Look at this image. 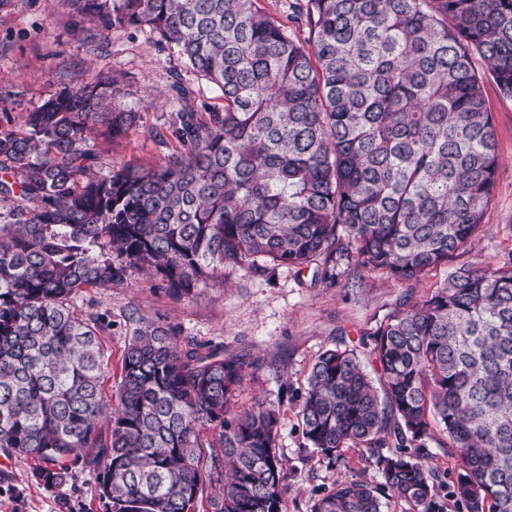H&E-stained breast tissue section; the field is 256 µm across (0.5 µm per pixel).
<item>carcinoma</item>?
I'll return each mask as SVG.
<instances>
[{
    "label": "carcinoma",
    "mask_w": 512,
    "mask_h": 512,
    "mask_svg": "<svg viewBox=\"0 0 512 512\" xmlns=\"http://www.w3.org/2000/svg\"><path fill=\"white\" fill-rule=\"evenodd\" d=\"M113 26L147 28L224 98L183 112L182 150L158 167L92 177L91 132L113 77L0 116V448L43 462L60 487L82 463L108 512H284L279 412L234 410L246 367L224 345L138 318L118 405L103 389L110 322L74 304L140 271L190 295L227 268L316 265L401 284L445 266L484 230L500 162L474 56L512 98V0H304V42L257 0H69ZM364 345L312 364L301 405L328 463L377 454L382 482H341L311 512H381L382 495L431 512L436 470L407 448L448 439L466 512H512V260L459 267L424 300L402 298ZM388 453H383V449Z\"/></svg>",
    "instance_id": "1"
}]
</instances>
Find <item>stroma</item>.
I'll use <instances>...</instances> for the list:
<instances>
[{"mask_svg": "<svg viewBox=\"0 0 512 512\" xmlns=\"http://www.w3.org/2000/svg\"><path fill=\"white\" fill-rule=\"evenodd\" d=\"M96 73L116 76L121 84L117 105L140 114L126 136L92 140L99 176L127 165L165 162L178 148L173 135L178 112L188 106L198 113L224 106L220 91L149 30L106 27L74 12L68 0H14L0 9V113L21 122L27 112ZM177 80L189 90L186 99L172 91ZM483 94L500 156L496 186L484 231L454 256L450 267L428 272L410 291L381 275L354 279L344 260L328 279L310 268L285 265L228 270L181 298L137 272L124 286L85 290L75 298L77 309L105 314L112 325L101 338L110 358L104 382L108 398L117 397L134 318L160 316L179 328L182 339L220 342L225 355L257 362V371L243 376L234 406L248 410L264 403L279 411L277 444L286 462V512H310L315 496L344 481L378 483L377 457L367 448L347 449L333 464L308 448L300 415L307 378L325 349L354 347L366 356L362 337L395 310L401 294L420 300L450 268L495 267L512 254V99L503 97L489 76L483 79ZM419 454L439 474L438 512H465L448 495L456 469L445 438L426 440ZM34 469V460L0 450V512H105L92 470L75 466L66 485L51 488L35 478Z\"/></svg>", "mask_w": 512, "mask_h": 512, "instance_id": "obj_1", "label": "stroma"}]
</instances>
